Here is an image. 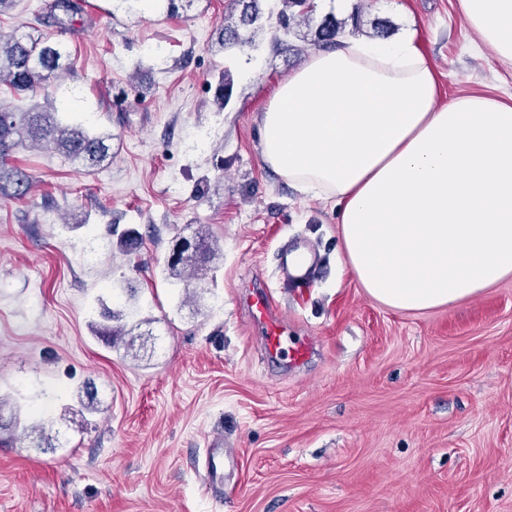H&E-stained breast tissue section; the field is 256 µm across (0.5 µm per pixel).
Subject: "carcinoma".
Returning a JSON list of instances; mask_svg holds the SVG:
<instances>
[{"label":"carcinoma","mask_w":512,"mask_h":512,"mask_svg":"<svg viewBox=\"0 0 512 512\" xmlns=\"http://www.w3.org/2000/svg\"><path fill=\"white\" fill-rule=\"evenodd\" d=\"M243 9L238 17L228 14L221 29V43L227 48H244L252 45L253 32L250 27L275 21V31L290 33L295 28L306 27L310 42L323 49L338 45L342 22L335 16L324 17L312 25L313 4L310 0H276L278 9L269 13L260 8L261 0H240ZM84 0H51L47 4L49 17L63 26L65 20L83 10ZM63 52L58 44L50 41L38 30L3 35L0 33V86L6 85L16 94L33 89L38 83L49 79L62 69ZM112 134L91 133L82 125L63 123L58 113L48 107L34 105L25 112H17L0 104V195L5 192L15 197L26 194L28 176L21 170L8 166V159L19 147L42 146L53 148L73 161L91 167L98 166L110 158ZM195 241L207 256L218 249V242L202 229L195 232ZM200 259L167 261L169 277L188 285L191 280H200ZM103 317L107 323L99 333L112 342L126 335L120 324L123 313L106 310Z\"/></svg>","instance_id":"cac0c4a2"}]
</instances>
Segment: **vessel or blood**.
Returning <instances> with one entry per match:
<instances>
[{
	"label": "vessel or blood",
	"mask_w": 512,
	"mask_h": 512,
	"mask_svg": "<svg viewBox=\"0 0 512 512\" xmlns=\"http://www.w3.org/2000/svg\"><path fill=\"white\" fill-rule=\"evenodd\" d=\"M245 304L253 321L262 326V345L267 354L276 357L280 353H287L289 364L296 366L303 364L309 358L312 350L309 342L303 341L290 347L286 346L288 322L279 314L268 294L261 292L249 294ZM235 460L236 457L231 451L221 448L210 449L203 471L204 482L213 483L222 480L225 466L234 464Z\"/></svg>",
	"instance_id": "vessel-or-blood-1"
}]
</instances>
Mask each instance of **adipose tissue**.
<instances>
[{"instance_id": "ef3b65f1", "label": "adipose tissue", "mask_w": 512, "mask_h": 512, "mask_svg": "<svg viewBox=\"0 0 512 512\" xmlns=\"http://www.w3.org/2000/svg\"><path fill=\"white\" fill-rule=\"evenodd\" d=\"M479 51L512 67V0H458ZM439 81L413 34L310 55L260 118L273 170L336 207L365 293L403 312L512 276V104Z\"/></svg>"}]
</instances>
